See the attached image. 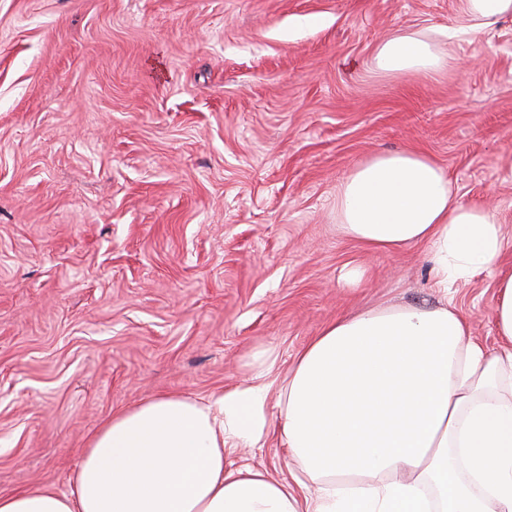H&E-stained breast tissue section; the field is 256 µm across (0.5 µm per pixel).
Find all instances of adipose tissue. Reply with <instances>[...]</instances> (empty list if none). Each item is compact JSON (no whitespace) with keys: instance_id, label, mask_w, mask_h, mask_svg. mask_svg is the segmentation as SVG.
<instances>
[{"instance_id":"obj_1","label":"adipose tissue","mask_w":512,"mask_h":512,"mask_svg":"<svg viewBox=\"0 0 512 512\" xmlns=\"http://www.w3.org/2000/svg\"><path fill=\"white\" fill-rule=\"evenodd\" d=\"M374 64L431 75L454 60L403 33L377 47ZM337 208L344 235L365 249L426 245L437 303L337 318L279 384L269 359L209 398L160 395L115 413L69 491L0 495V512H512V274L501 268L512 236L418 151L372 155L342 182ZM481 276L497 288L493 352L447 297ZM271 438L302 477L227 464L239 444Z\"/></svg>"}]
</instances>
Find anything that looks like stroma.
I'll list each match as a JSON object with an SVG mask.
<instances>
[{"label":"stroma","mask_w":512,"mask_h":512,"mask_svg":"<svg viewBox=\"0 0 512 512\" xmlns=\"http://www.w3.org/2000/svg\"><path fill=\"white\" fill-rule=\"evenodd\" d=\"M400 32L455 67L376 72ZM407 148L512 233V17L473 31L461 0H0V495L68 490L90 437L141 400L209 397L263 351L283 377L331 320L431 303L426 246L369 252L338 228L353 167ZM449 295L496 350L490 281ZM231 459L300 471L272 441Z\"/></svg>","instance_id":"obj_1"}]
</instances>
